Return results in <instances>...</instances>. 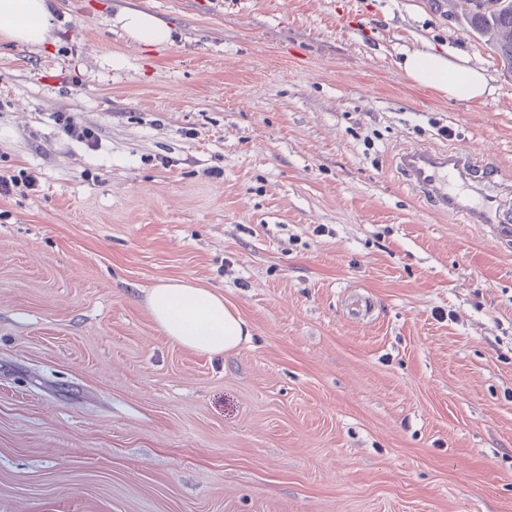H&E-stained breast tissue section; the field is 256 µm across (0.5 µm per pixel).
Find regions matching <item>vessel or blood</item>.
Here are the masks:
<instances>
[{
    "label": "vessel or blood",
    "instance_id": "vessel-or-blood-1",
    "mask_svg": "<svg viewBox=\"0 0 512 512\" xmlns=\"http://www.w3.org/2000/svg\"><path fill=\"white\" fill-rule=\"evenodd\" d=\"M485 166L456 146L443 151L411 147L398 157V167L408 182L439 210L464 215L471 224L505 226L506 188L488 189L478 177Z\"/></svg>",
    "mask_w": 512,
    "mask_h": 512
}]
</instances>
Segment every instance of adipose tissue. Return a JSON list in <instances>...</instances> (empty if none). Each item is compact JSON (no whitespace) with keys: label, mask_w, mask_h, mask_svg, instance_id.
Wrapping results in <instances>:
<instances>
[{"label":"adipose tissue","mask_w":512,"mask_h":512,"mask_svg":"<svg viewBox=\"0 0 512 512\" xmlns=\"http://www.w3.org/2000/svg\"><path fill=\"white\" fill-rule=\"evenodd\" d=\"M55 0H0V37L40 46L53 37ZM115 21L130 39L144 45L172 40V28L149 11L126 8ZM398 66L417 85L451 100L492 95L486 70L463 51H405ZM145 304L153 321L171 342L189 350L220 355L235 349L250 335L239 313L223 295L184 279H169L149 288Z\"/></svg>","instance_id":"1"}]
</instances>
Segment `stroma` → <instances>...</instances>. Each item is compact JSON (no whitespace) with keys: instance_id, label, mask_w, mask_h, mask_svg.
<instances>
[{"instance_id":"1","label":"stroma","mask_w":512,"mask_h":512,"mask_svg":"<svg viewBox=\"0 0 512 512\" xmlns=\"http://www.w3.org/2000/svg\"><path fill=\"white\" fill-rule=\"evenodd\" d=\"M57 2L54 41H0V172L35 182L0 197V512H512V236L396 161L453 143L512 184L483 39L448 0ZM418 48L494 95L414 85ZM170 278L250 340L173 344ZM115 22L130 39L144 45H163L172 41V28L149 11L125 8L119 11ZM398 67L417 85L451 100H472L494 93L486 70L464 51L406 50ZM55 123L66 137L77 139L90 148L97 146L96 132L92 128L81 124L74 115L68 112H59L55 116ZM145 304L171 342L198 353L224 354L250 336L247 323L224 303L223 295L184 279L149 288Z\"/></svg>"}]
</instances>
